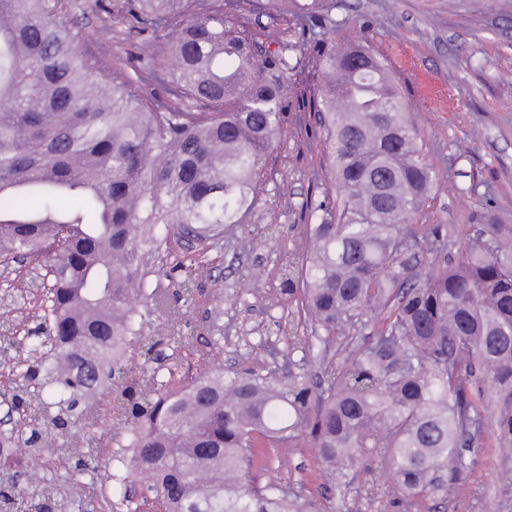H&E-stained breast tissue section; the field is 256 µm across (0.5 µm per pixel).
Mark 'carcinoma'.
<instances>
[{
    "label": "carcinoma",
    "instance_id": "cac0c4a2",
    "mask_svg": "<svg viewBox=\"0 0 512 512\" xmlns=\"http://www.w3.org/2000/svg\"><path fill=\"white\" fill-rule=\"evenodd\" d=\"M292 6L309 22L323 3ZM121 8L151 29L144 49L161 67L102 83L106 63L80 53L60 0H0V262L28 261L45 291L36 343L0 336V360L23 369L15 402L36 417L23 447L0 432V512L43 508L8 464L21 448L97 471L95 448L70 453L56 440L76 419L95 425L80 403L127 375L120 349L139 331L131 298L144 292V246L161 227L203 241L243 223L282 132L288 60L262 57L220 0L198 13L192 0ZM306 46L340 204L334 215L307 207L306 251L285 273L311 322L305 339L286 335L303 356L284 378L218 367L171 393L140 371L122 391L126 448L110 458L116 512H131L139 475L164 512H317L287 483L258 480L272 451L298 440L341 500L371 454L404 500L446 501L492 402L498 445L512 447V225L416 223L440 173L387 59L360 42ZM161 70L173 85L146 107L140 90ZM367 473V493L383 498V475ZM42 482L47 512H94L92 497Z\"/></svg>",
    "mask_w": 512,
    "mask_h": 512
}]
</instances>
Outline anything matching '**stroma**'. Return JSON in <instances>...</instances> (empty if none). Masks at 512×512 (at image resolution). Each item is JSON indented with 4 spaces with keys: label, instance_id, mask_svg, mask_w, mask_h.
Returning a JSON list of instances; mask_svg holds the SVG:
<instances>
[{
    "label": "stroma",
    "instance_id": "obj_1",
    "mask_svg": "<svg viewBox=\"0 0 512 512\" xmlns=\"http://www.w3.org/2000/svg\"><path fill=\"white\" fill-rule=\"evenodd\" d=\"M64 4L84 33L80 47L88 57L130 73L147 69L126 15L107 13L100 0ZM327 8L336 21L327 40L364 42L388 58L425 158L441 174L418 222L477 224L489 211L498 223L512 224V0H328ZM224 10L256 33L284 29L296 66L288 73L279 145L265 161L260 200L245 223L225 225L220 238L194 244L164 234L158 249L145 254L147 287L168 293L176 312L158 317L150 297H139L141 338L127 347L124 362L136 371L152 366L169 391L216 365L280 374L289 360H300V353H289L283 330L292 325L307 336L306 315L300 296L282 295L283 273L306 248L303 206L336 205L321 130L313 114L298 108L302 94L317 86L312 68L298 61L300 33L271 7L261 12L247 0H224ZM205 250L216 262L185 275L184 257ZM187 276L194 282L188 294L182 291ZM170 328L180 333L179 343H164ZM114 398L109 388L94 397L98 424H74L70 448L90 438L104 449L123 444ZM472 457L447 502L402 503L392 512H473L476 492L485 512H512V448L498 447L488 434ZM271 474L307 497L333 494L310 448L279 449Z\"/></svg>",
    "mask_w": 512,
    "mask_h": 512
}]
</instances>
